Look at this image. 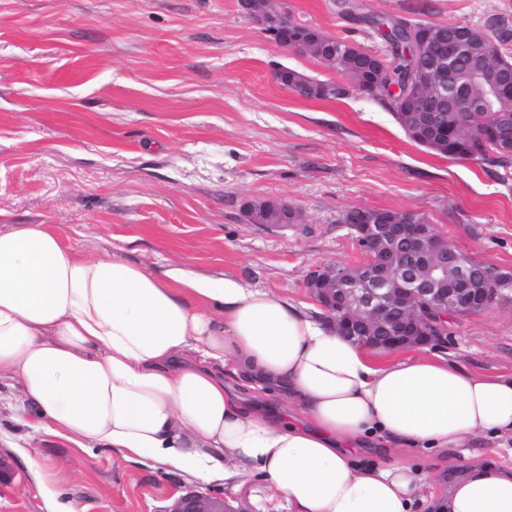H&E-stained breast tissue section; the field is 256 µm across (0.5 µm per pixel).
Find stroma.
Segmentation results:
<instances>
[{
  "label": "stroma",
  "mask_w": 512,
  "mask_h": 512,
  "mask_svg": "<svg viewBox=\"0 0 512 512\" xmlns=\"http://www.w3.org/2000/svg\"><path fill=\"white\" fill-rule=\"evenodd\" d=\"M289 18L382 58L361 18L402 16L486 30L512 25V0H286ZM289 67L340 75L248 22L239 0H0V230L49 224L85 256L175 261L319 306L312 271L363 256L343 224L353 207L412 211L464 255L512 272V176L482 160L413 143L392 106L354 91L306 100L280 87ZM285 201L297 224L249 223L251 201ZM469 370L512 373V291L485 312L452 317L439 344ZM0 398V512H165L188 484L152 463L73 448L21 427ZM512 461L482 439L411 465L447 476L472 458ZM67 468L44 496L36 474ZM223 494L248 512H288L260 476Z\"/></svg>",
  "instance_id": "stroma-1"
}]
</instances>
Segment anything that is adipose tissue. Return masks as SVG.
Instances as JSON below:
<instances>
[{
    "label": "adipose tissue",
    "mask_w": 512,
    "mask_h": 512,
    "mask_svg": "<svg viewBox=\"0 0 512 512\" xmlns=\"http://www.w3.org/2000/svg\"><path fill=\"white\" fill-rule=\"evenodd\" d=\"M20 425L189 481L260 470L296 512H512V464H476L445 495L357 453L512 442V374L430 351L372 352L301 304L174 263L77 255L46 224L0 230V380ZM273 386V420L240 388Z\"/></svg>",
    "instance_id": "obj_1"
}]
</instances>
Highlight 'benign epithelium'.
<instances>
[{"mask_svg":"<svg viewBox=\"0 0 512 512\" xmlns=\"http://www.w3.org/2000/svg\"><path fill=\"white\" fill-rule=\"evenodd\" d=\"M244 17L268 33L288 32L291 50L306 49L330 66L350 56L344 42L323 43L315 28L288 20L284 0H240ZM414 49L411 104L401 114L409 134L424 142L476 140L484 146L512 151V125L478 119L488 111L483 102L469 100L463 92L457 62L465 54L468 37L448 38L436 26L406 27ZM385 62L377 57L363 76L369 91L382 82ZM276 79L292 83L302 96L315 91L313 84L276 72ZM466 79L485 84L490 95L512 97V66L488 49L466 73ZM452 121L443 124L438 113ZM254 224H296L300 214L286 202L271 212L265 201L248 205ZM353 239L364 256L355 266L323 267L312 272L308 288L336 331L371 350H396L428 346L446 330L448 316H469L487 310L497 296L512 288V275L486 262L468 257L461 262L455 249L434 225L412 212L362 209V223L351 224ZM165 512H248L232 508L224 497L188 490Z\"/></svg>","mask_w":512,"mask_h":512,"instance_id":"7a95c632","label":"benign epithelium"}]
</instances>
